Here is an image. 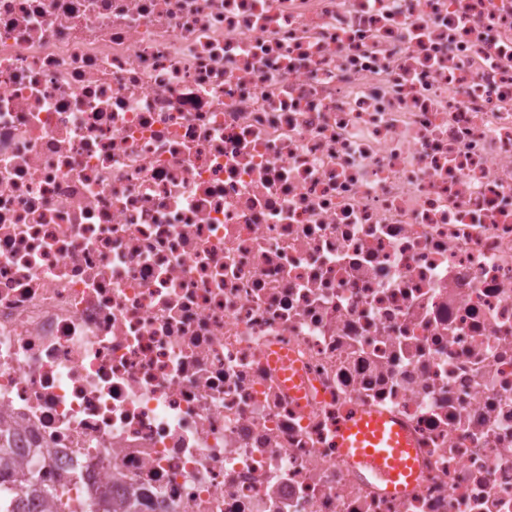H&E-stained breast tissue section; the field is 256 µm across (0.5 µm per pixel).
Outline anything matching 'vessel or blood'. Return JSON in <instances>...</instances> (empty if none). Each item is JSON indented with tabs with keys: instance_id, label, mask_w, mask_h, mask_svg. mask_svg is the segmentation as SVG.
<instances>
[{
	"instance_id": "b4317fda",
	"label": "vessel or blood",
	"mask_w": 512,
	"mask_h": 512,
	"mask_svg": "<svg viewBox=\"0 0 512 512\" xmlns=\"http://www.w3.org/2000/svg\"><path fill=\"white\" fill-rule=\"evenodd\" d=\"M339 446L365 476L383 485L387 493H402L415 480L413 444L388 415L364 413L348 420L340 428Z\"/></svg>"
}]
</instances>
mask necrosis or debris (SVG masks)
I'll use <instances>...</instances> for the list:
<instances>
[{
    "label": "necrosis or debris",
    "instance_id": "necrosis-or-debris-1",
    "mask_svg": "<svg viewBox=\"0 0 512 512\" xmlns=\"http://www.w3.org/2000/svg\"><path fill=\"white\" fill-rule=\"evenodd\" d=\"M0 434L139 512H512V0H0ZM413 447L404 429L386 414L358 415L339 431V448L389 494H400L405 484L414 482L417 466Z\"/></svg>",
    "mask_w": 512,
    "mask_h": 512
}]
</instances>
